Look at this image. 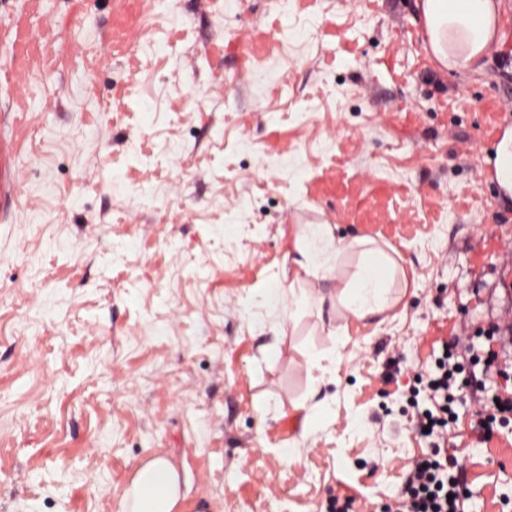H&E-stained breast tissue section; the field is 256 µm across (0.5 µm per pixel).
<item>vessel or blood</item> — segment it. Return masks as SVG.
I'll list each match as a JSON object with an SVG mask.
<instances>
[{
	"mask_svg": "<svg viewBox=\"0 0 512 512\" xmlns=\"http://www.w3.org/2000/svg\"><path fill=\"white\" fill-rule=\"evenodd\" d=\"M42 0H27L24 11L0 16V43L8 50L10 63L0 68V89L17 88L21 78L40 68L51 43L49 30L36 29L34 18L40 16ZM13 146L0 143V197L10 198L14 192L17 175L12 164Z\"/></svg>",
	"mask_w": 512,
	"mask_h": 512,
	"instance_id": "1",
	"label": "vessel or blood"
}]
</instances>
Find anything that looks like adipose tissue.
Returning <instances> with one entry per match:
<instances>
[{
  "instance_id": "1",
  "label": "adipose tissue",
  "mask_w": 512,
  "mask_h": 512,
  "mask_svg": "<svg viewBox=\"0 0 512 512\" xmlns=\"http://www.w3.org/2000/svg\"><path fill=\"white\" fill-rule=\"evenodd\" d=\"M426 48L442 69L464 72L479 68L496 42L499 7L495 0H419ZM344 249L332 225H314L303 234L296 262L299 272L334 280L330 258L319 255L320 247ZM396 271L395 261L377 249L364 251L354 277L336 282L335 297L359 319L382 314L388 304V285ZM118 512H184L179 475L165 457L141 464L130 483Z\"/></svg>"
}]
</instances>
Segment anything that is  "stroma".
<instances>
[{"label":"stroma","instance_id":"obj_1","mask_svg":"<svg viewBox=\"0 0 512 512\" xmlns=\"http://www.w3.org/2000/svg\"><path fill=\"white\" fill-rule=\"evenodd\" d=\"M502 2L499 44L457 73L416 0H44L26 111L0 91L19 181L0 204V512H117L159 455L188 508L381 512L431 452L413 375L459 337L448 452L467 512H512V426L484 440L472 420L506 385L487 331L512 314V199L488 177L512 128ZM112 19L131 46L92 69ZM314 224L396 261L383 318L295 281Z\"/></svg>","mask_w":512,"mask_h":512}]
</instances>
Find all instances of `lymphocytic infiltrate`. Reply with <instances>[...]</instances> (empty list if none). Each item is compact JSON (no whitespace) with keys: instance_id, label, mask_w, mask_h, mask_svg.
<instances>
[{"instance_id":"f902f5d3","label":"lymphocytic infiltrate","mask_w":512,"mask_h":512,"mask_svg":"<svg viewBox=\"0 0 512 512\" xmlns=\"http://www.w3.org/2000/svg\"><path fill=\"white\" fill-rule=\"evenodd\" d=\"M462 371L459 353L444 349L432 373L417 375L430 406L416 410L415 429L425 432L433 453L412 465L403 489L383 512H465L467 487L456 458L448 454V429L456 421L454 407L463 399Z\"/></svg>"}]
</instances>
